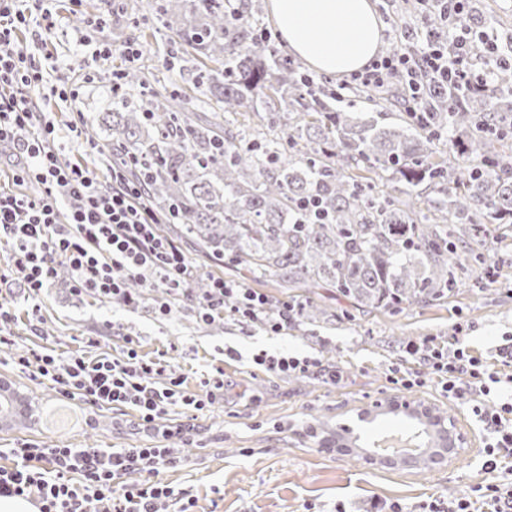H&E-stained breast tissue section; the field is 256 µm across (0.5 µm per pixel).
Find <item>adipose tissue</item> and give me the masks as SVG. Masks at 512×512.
<instances>
[{"mask_svg":"<svg viewBox=\"0 0 512 512\" xmlns=\"http://www.w3.org/2000/svg\"><path fill=\"white\" fill-rule=\"evenodd\" d=\"M268 9L289 51L315 71L360 72L380 50L372 0H268Z\"/></svg>","mask_w":512,"mask_h":512,"instance_id":"1","label":"adipose tissue"}]
</instances>
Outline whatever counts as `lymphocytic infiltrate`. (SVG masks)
<instances>
[{
  "label": "lymphocytic infiltrate",
  "mask_w": 512,
  "mask_h": 512,
  "mask_svg": "<svg viewBox=\"0 0 512 512\" xmlns=\"http://www.w3.org/2000/svg\"><path fill=\"white\" fill-rule=\"evenodd\" d=\"M54 2L0 0V150L14 158V181L36 188L32 195L0 191V240L10 247L0 264V285L15 287L34 327L41 322L42 295L62 266L75 295L125 306L149 299L162 317L188 299L204 323L231 315L275 333L288 329L297 319V303L271 307L265 295L220 276L205 296L189 298V285L203 269L179 243L158 233L159 219L143 200L142 184L116 167L103 182L62 160L61 146L78 125L57 123L38 111L39 101L77 100L81 88L95 81L98 63L117 52L135 61L141 52L130 42L84 35L87 65L80 79L56 75L48 56L35 50L57 25ZM416 2L420 16L439 11L440 26L421 25V49L381 56L352 81L377 89L401 84L408 111L420 117L430 110L432 87L484 92L492 71L511 64L512 54L501 53L488 31L473 29L466 0ZM124 340L120 360L91 336L68 357L39 345L16 364L64 398L99 409H131L138 426L147 429L173 406L200 412L223 398V375L204 380L202 392H190L169 364L141 356L132 335ZM407 354L409 364L392 367L391 383L409 388L431 382L448 398L468 404L489 438L482 467L500 474L495 482L475 486L471 496L449 502L444 512H512V465L505 463L512 456V401L486 404L490 384H512V351L495 365L458 341L429 337L409 345ZM254 362L275 377L322 372L328 380L337 378L311 359L261 353ZM182 460L181 449L159 445L101 450L25 442L0 448V497L25 498L38 512H159L175 491L155 481L157 468H175Z\"/></svg>",
  "instance_id": "1"
}]
</instances>
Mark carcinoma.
Returning a JSON list of instances; mask_svg holds the SVG:
<instances>
[{
    "label": "carcinoma",
    "instance_id": "1",
    "mask_svg": "<svg viewBox=\"0 0 512 512\" xmlns=\"http://www.w3.org/2000/svg\"><path fill=\"white\" fill-rule=\"evenodd\" d=\"M234 8L159 5L157 23L188 46L177 63L195 61L209 111L185 109L176 91L154 90L151 72L130 67L112 111L84 117L105 133L99 147L146 176L145 201L159 217L179 212L181 239L216 267L231 262L247 285L334 288L352 306L393 314L458 293L461 258L484 259L473 248L483 225L512 224V68H498L479 95L438 90L427 127L409 112L389 124L322 101L293 62L257 41L261 7ZM250 113L259 119L251 134L235 125ZM445 132L460 159L437 151ZM382 173L403 194L430 192L427 212L380 189ZM325 318L304 303L303 322ZM424 415L416 426L426 470L451 417Z\"/></svg>",
    "mask_w": 512,
    "mask_h": 512
}]
</instances>
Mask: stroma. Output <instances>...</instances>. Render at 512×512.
<instances>
[{"instance_id": "stroma-1", "label": "stroma", "mask_w": 512, "mask_h": 512, "mask_svg": "<svg viewBox=\"0 0 512 512\" xmlns=\"http://www.w3.org/2000/svg\"><path fill=\"white\" fill-rule=\"evenodd\" d=\"M155 0H84L92 18H104L105 35L135 38L146 35L153 48L146 65L153 73L168 71L171 38L158 29ZM58 27L47 51L66 76L83 66L79 27L67 0H58ZM112 57L94 85L82 89L75 110L44 100L42 109L69 123L75 112L108 111L112 101L110 71L123 68ZM484 261H469L460 293L440 305L415 307L392 316L381 310L339 304L334 289L319 290L317 302L329 316L317 324L301 323L275 334L232 317L213 325L197 322L193 310L174 309L159 317L151 307L112 306L90 296H75L66 285L53 284L42 298V334L60 356L79 349L83 336L99 329L109 334L114 356H121L123 334L139 340L141 355L164 357L186 379L190 389L224 371V398L208 411L191 417L175 408L162 424L173 429L171 445L184 447L186 466L159 468L157 481L192 500V512H369L372 499L398 503L404 512H430L449 499L470 495L488 481L482 471L487 436L468 405L446 397L426 384L406 389V397L446 409L466 438L464 448L448 465L429 472L375 465L348 455L335 445H322L318 420H353L375 401L397 395L390 369L399 363L409 342L426 337L444 341L460 336L464 345L484 358L512 345V224H494L481 247ZM14 344L0 352V386L21 395L36 394L42 404L57 403V394L17 367L13 359L32 346L25 314H18ZM234 348L236 358L224 355ZM289 354L318 359L341 377L331 384L318 376L280 379L253 364L255 354ZM132 411L82 409L63 432L43 422L32 428L0 426V448L31 441L48 448H129L157 444L153 434L138 429Z\"/></svg>"}]
</instances>
